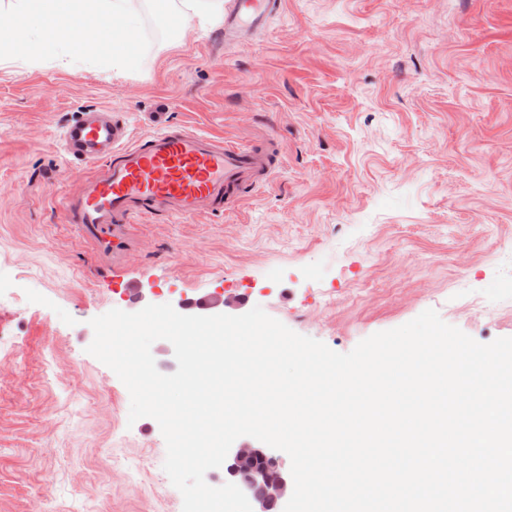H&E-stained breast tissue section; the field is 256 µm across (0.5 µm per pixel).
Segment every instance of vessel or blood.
<instances>
[{"label":"vessel or blood","mask_w":512,"mask_h":512,"mask_svg":"<svg viewBox=\"0 0 512 512\" xmlns=\"http://www.w3.org/2000/svg\"><path fill=\"white\" fill-rule=\"evenodd\" d=\"M280 0H232L224 41L264 28ZM65 154L86 164L77 193L64 197L66 220L101 254L127 250L130 226L145 216H200L236 203L242 190L268 183L259 151L186 126L130 140L121 121L88 110L63 134Z\"/></svg>","instance_id":"1"}]
</instances>
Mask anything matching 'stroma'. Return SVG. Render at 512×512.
Returning a JSON list of instances; mask_svg holds the SVG:
<instances>
[{
  "instance_id": "1",
  "label": "stroma",
  "mask_w": 512,
  "mask_h": 512,
  "mask_svg": "<svg viewBox=\"0 0 512 512\" xmlns=\"http://www.w3.org/2000/svg\"><path fill=\"white\" fill-rule=\"evenodd\" d=\"M225 45L217 24L153 40L140 71L0 64V512H182L157 421L87 348L91 319L224 299L350 352L427 309L512 337V0H282ZM108 108L268 151L246 203L142 219L94 257L55 146Z\"/></svg>"
}]
</instances>
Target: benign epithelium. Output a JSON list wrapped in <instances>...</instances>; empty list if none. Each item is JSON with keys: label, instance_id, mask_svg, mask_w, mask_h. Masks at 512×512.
Here are the masks:
<instances>
[{"label": "benign epithelium", "instance_id": "1", "mask_svg": "<svg viewBox=\"0 0 512 512\" xmlns=\"http://www.w3.org/2000/svg\"><path fill=\"white\" fill-rule=\"evenodd\" d=\"M224 478L235 483L253 505V512L270 510L290 499L294 485L277 457L264 448L230 449L224 461Z\"/></svg>", "mask_w": 512, "mask_h": 512}]
</instances>
